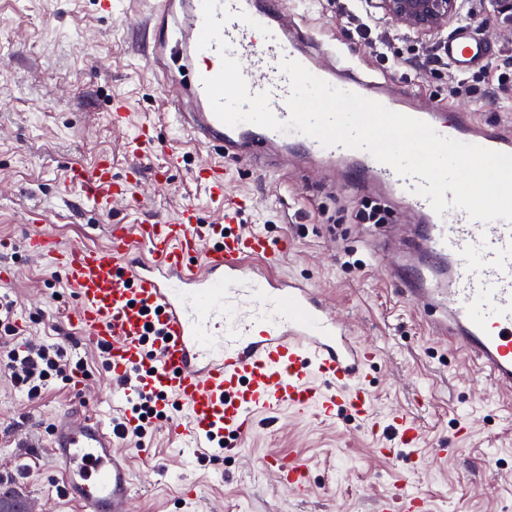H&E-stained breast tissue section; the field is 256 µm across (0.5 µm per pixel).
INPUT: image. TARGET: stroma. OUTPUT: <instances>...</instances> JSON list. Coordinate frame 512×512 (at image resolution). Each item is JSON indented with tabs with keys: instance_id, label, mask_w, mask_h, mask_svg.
Instances as JSON below:
<instances>
[{
	"instance_id": "obj_1",
	"label": "stroma",
	"mask_w": 512,
	"mask_h": 512,
	"mask_svg": "<svg viewBox=\"0 0 512 512\" xmlns=\"http://www.w3.org/2000/svg\"><path fill=\"white\" fill-rule=\"evenodd\" d=\"M112 2L114 12L107 15L97 0H0V267L18 272L14 287L0 288V298L13 301L21 340L59 345L81 361L89 380L86 408L108 424L124 420L131 403L113 401L98 351L80 343V328L67 320L77 305L72 288L27 253V230L41 217L65 243L95 244L105 242L109 225L170 217L184 202L193 203L203 220L218 214L194 180L207 151L160 119L178 90L162 86L151 66L148 6L143 0ZM283 10L306 20L316 39L335 47L347 65L412 91L427 109L466 108L512 122V91L501 98L475 96L495 81L494 72L475 68L470 92H455L454 75L438 62L429 39L398 29L366 0H283ZM364 22L372 27L366 40L357 33ZM469 30L490 46L494 59L512 57V32L501 30L496 13L475 11ZM379 41L388 47L387 59L375 51ZM116 98L132 112L131 125L122 130L105 118ZM147 122L155 130L138 183L150 200L148 211L119 203L98 207L69 185L71 167L102 160L115 179H126V144ZM174 149L182 156L177 166L168 161ZM226 174L228 191L258 200L241 223L287 241L281 275L317 289L376 349L368 378L377 416L396 409L414 413L427 445L385 460L349 417L282 410L259 415L241 454L219 460L190 447L161 421L144 451L130 454L128 512H374L376 500L397 488L423 498L428 512H512V397L496 392L470 359L429 334L428 313L396 301L375 246L381 226L347 221L375 189L351 187L343 170L306 168L286 154L273 168L230 161ZM325 205L340 209L345 223L329 226L321 213ZM346 247L357 249L363 269L343 265ZM72 389L53 378L32 401L0 369V488L9 487L29 512H78L61 494V468L44 447L52 419L72 405ZM462 425L470 427L468 437H457ZM434 442L452 447V455L434 458ZM271 455L307 462L306 496L277 485L264 465Z\"/></svg>"
}]
</instances>
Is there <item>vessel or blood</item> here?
I'll use <instances>...</instances> for the list:
<instances>
[{
	"instance_id": "vessel-or-blood-1",
	"label": "vessel or blood",
	"mask_w": 512,
	"mask_h": 512,
	"mask_svg": "<svg viewBox=\"0 0 512 512\" xmlns=\"http://www.w3.org/2000/svg\"><path fill=\"white\" fill-rule=\"evenodd\" d=\"M234 20L222 30L230 48L198 49L202 0H151L147 22L153 31V59L180 94L169 105L176 122L195 142L217 156L196 178L211 198L224 199L225 159L261 158L272 145L328 164L348 165L354 181L398 194L418 218L401 269L391 276L395 295L436 314L432 335L472 358L499 391L512 393V222L483 223L452 208L436 214L415 194L417 177L402 176L361 149L322 147L309 136L254 124L231 128L215 116L202 84L216 75L222 57L237 59L250 93L268 92L273 113L287 119L289 78L282 59L304 65L330 85L378 101L430 124L440 135L512 154V128L471 112H428L415 95L386 88L371 74L325 61L304 27L284 22L282 0H219ZM252 24L237 20V13ZM451 67L466 73L486 63L489 46L459 28L442 48ZM69 183L84 188L96 205L125 201L140 209L135 182L113 178L107 163L70 169ZM244 201L203 223L184 205L173 218L149 224H112L100 245L65 244L38 225L25 238L26 250L59 270L75 292L73 324L103 352L112 396L129 399L153 391L185 411L175 420L195 448L240 453L256 416L288 409L324 417L346 413L370 434L387 427L396 447L377 448L394 458L418 448L423 431L404 412L386 424L373 416V391L365 371L375 354L363 346L353 325L339 320L319 292L275 277L284 246L263 233L241 230ZM76 387L71 408L56 415L47 448L62 468V488L79 512H127L132 496L129 457L115 429L84 409ZM267 467L294 496L308 490L307 463L271 457ZM415 496L383 497L376 512H422Z\"/></svg>"
}]
</instances>
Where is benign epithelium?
Returning <instances> with one entry per match:
<instances>
[{
	"instance_id": "obj_1",
	"label": "benign epithelium",
	"mask_w": 512,
	"mask_h": 512,
	"mask_svg": "<svg viewBox=\"0 0 512 512\" xmlns=\"http://www.w3.org/2000/svg\"><path fill=\"white\" fill-rule=\"evenodd\" d=\"M400 29L439 37L462 15V0H368Z\"/></svg>"
}]
</instances>
